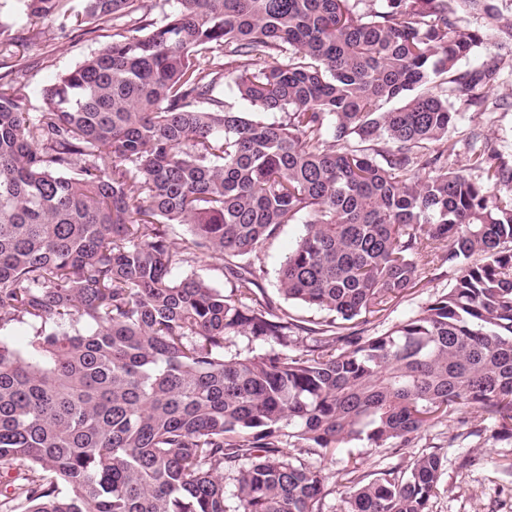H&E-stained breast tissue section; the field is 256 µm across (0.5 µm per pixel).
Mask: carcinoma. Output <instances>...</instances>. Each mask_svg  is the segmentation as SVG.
Returning <instances> with one entry per match:
<instances>
[{
	"label": "carcinoma",
	"instance_id": "carcinoma-1",
	"mask_svg": "<svg viewBox=\"0 0 512 512\" xmlns=\"http://www.w3.org/2000/svg\"><path fill=\"white\" fill-rule=\"evenodd\" d=\"M176 2L157 23L142 0H18L112 28L43 111L0 84V475L36 473L23 512H325L286 449L400 448L470 406L512 438V164L485 146L483 180L446 170L452 103L498 72L458 68L484 41L462 15L512 40L498 0ZM226 78L281 119L233 110ZM300 220L278 291L319 321L256 298L250 257ZM205 256L229 287L178 275ZM439 260L448 293L357 332ZM443 465L354 459L346 512H429Z\"/></svg>",
	"mask_w": 512,
	"mask_h": 512
}]
</instances>
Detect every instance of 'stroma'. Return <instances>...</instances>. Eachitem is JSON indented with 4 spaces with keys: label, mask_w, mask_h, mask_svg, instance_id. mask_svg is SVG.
Wrapping results in <instances>:
<instances>
[{
    "label": "stroma",
    "mask_w": 512,
    "mask_h": 512,
    "mask_svg": "<svg viewBox=\"0 0 512 512\" xmlns=\"http://www.w3.org/2000/svg\"><path fill=\"white\" fill-rule=\"evenodd\" d=\"M12 24L14 42L7 58L11 66L10 80L24 86L31 111H40L41 89L59 75L75 68L85 58L107 43L111 29L58 33L41 29L27 21L15 8V0H0V22ZM497 58L499 73L488 92L485 107L476 108L461 102L453 108L459 114L456 127L448 138L455 149L448 157V168L480 180L481 173L469 166L476 145L472 131H480L482 143L499 148L512 158V41L493 37L458 63L459 69L481 66ZM303 233L299 224H285L265 248L253 258L265 276L261 292L290 314L308 320L316 319V311L284 300L277 290V275L289 250ZM456 272L438 266L429 282L409 289L391 307L372 319L375 332L382 333L416 314L422 307L446 293L455 282ZM488 421L476 408L464 409L451 420L423 431L403 448H368L354 442L331 455L311 454L304 449H291L292 457L321 470L326 477L327 512H344L348 480L345 466L349 457L361 458L363 469L377 473L392 467L403 468L414 459L430 452L439 453L444 466L429 512H512V439L491 440L483 436Z\"/></svg>",
    "instance_id": "35a3bbf8"
}]
</instances>
